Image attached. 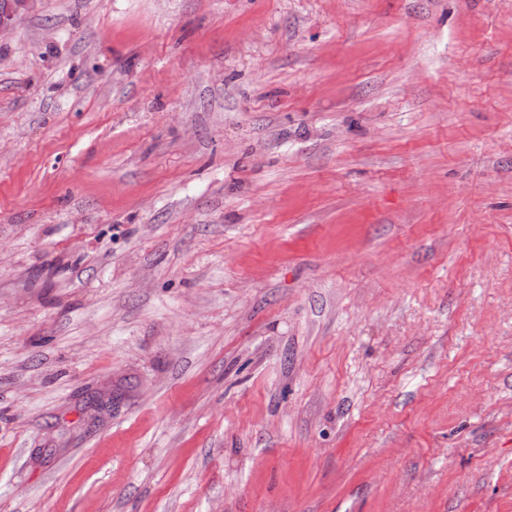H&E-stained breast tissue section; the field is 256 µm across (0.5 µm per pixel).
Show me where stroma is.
<instances>
[{
    "label": "stroma",
    "instance_id": "obj_1",
    "mask_svg": "<svg viewBox=\"0 0 512 512\" xmlns=\"http://www.w3.org/2000/svg\"><path fill=\"white\" fill-rule=\"evenodd\" d=\"M0 512H512V0L0 33Z\"/></svg>",
    "mask_w": 512,
    "mask_h": 512
}]
</instances>
